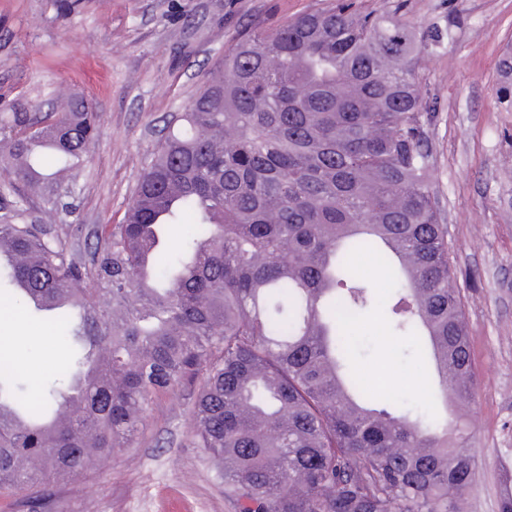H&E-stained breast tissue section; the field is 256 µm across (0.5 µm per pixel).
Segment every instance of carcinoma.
<instances>
[{"mask_svg": "<svg viewBox=\"0 0 512 512\" xmlns=\"http://www.w3.org/2000/svg\"><path fill=\"white\" fill-rule=\"evenodd\" d=\"M415 32L330 7L250 29L176 121L87 256L27 220L66 210L99 136L80 96L0 117V284L21 313L65 298L73 360L38 396L0 365V489L57 483L128 448L148 403L189 389L194 444L239 512H465L468 424L380 399L349 326L374 303L351 258L380 251L391 335L470 396L463 305L433 196ZM188 233L159 264V212Z\"/></svg>", "mask_w": 512, "mask_h": 512, "instance_id": "carcinoma-1", "label": "carcinoma"}]
</instances>
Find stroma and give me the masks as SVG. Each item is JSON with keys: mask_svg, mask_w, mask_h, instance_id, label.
<instances>
[{"mask_svg": "<svg viewBox=\"0 0 512 512\" xmlns=\"http://www.w3.org/2000/svg\"><path fill=\"white\" fill-rule=\"evenodd\" d=\"M332 0H0V115L17 102H56L59 85L88 99L100 135L67 197L52 213L29 199L32 220L64 225L87 250L90 229L119 222L166 122L183 111L246 29L270 31ZM360 14L389 15L418 38L415 82L426 109L432 189L448 226L449 264L464 305L474 372L462 412L477 469L468 512H499L512 477V0H353ZM376 287L374 308L354 322L368 343L367 386L427 407L430 362L400 358L384 342L390 283L373 253L355 259ZM0 357L39 387L70 351L60 326L0 322ZM189 392L154 399L134 444L49 486L0 491V512H239L214 460L193 444Z\"/></svg>", "mask_w": 512, "mask_h": 512, "instance_id": "stroma-1", "label": "stroma"}]
</instances>
